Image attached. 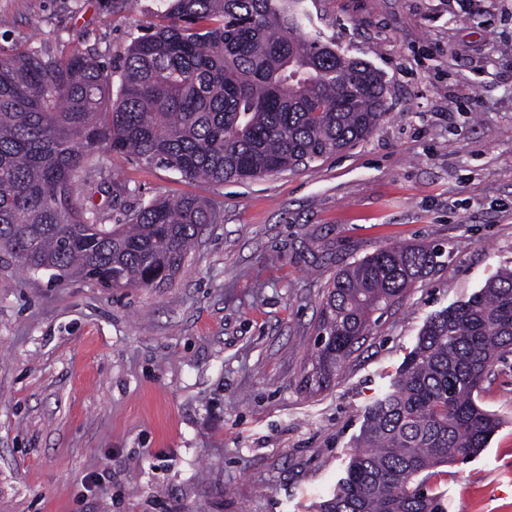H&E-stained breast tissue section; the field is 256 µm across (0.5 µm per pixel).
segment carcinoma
I'll use <instances>...</instances> for the list:
<instances>
[{
  "label": "carcinoma",
  "instance_id": "1",
  "mask_svg": "<svg viewBox=\"0 0 512 512\" xmlns=\"http://www.w3.org/2000/svg\"><path fill=\"white\" fill-rule=\"evenodd\" d=\"M167 23L112 73L75 50L0 57V249L26 275L104 288L173 282L212 206L158 198L111 228L76 196L102 144L215 183L296 168L366 139L385 118L371 65L311 29L304 0H162ZM435 251L389 245L341 268L328 289L306 387L318 391L371 320L434 266ZM512 354V270L435 315L392 391L368 411L346 476L320 512H446L432 470L487 448L498 419L479 402Z\"/></svg>",
  "mask_w": 512,
  "mask_h": 512
}]
</instances>
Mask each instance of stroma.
Wrapping results in <instances>:
<instances>
[{"label":"stroma","instance_id":"35a3bbf8","mask_svg":"<svg viewBox=\"0 0 512 512\" xmlns=\"http://www.w3.org/2000/svg\"><path fill=\"white\" fill-rule=\"evenodd\" d=\"M315 29L384 76L388 115L345 151L245 181H186L103 150L126 187L78 198L105 224L156 198L218 214L174 282H18L0 261V512H318L369 407L431 317L512 268V0H306ZM160 0H0V54L79 50L119 72ZM431 272L305 388L336 272L381 247ZM501 424L430 483L447 512H512V358L479 393Z\"/></svg>","mask_w":512,"mask_h":512}]
</instances>
